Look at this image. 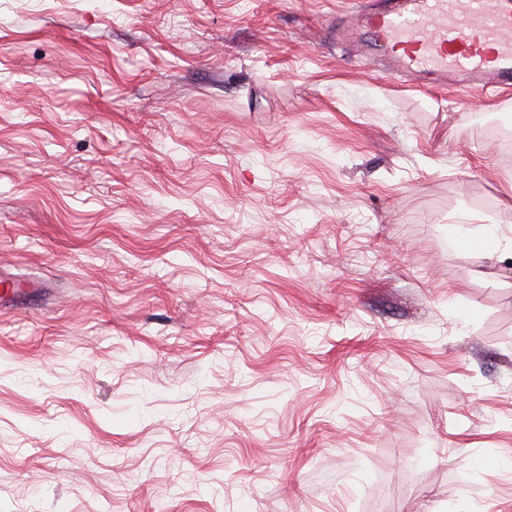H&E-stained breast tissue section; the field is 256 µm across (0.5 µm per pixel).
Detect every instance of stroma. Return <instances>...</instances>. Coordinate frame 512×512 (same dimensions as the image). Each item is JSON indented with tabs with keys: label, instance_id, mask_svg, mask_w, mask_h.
<instances>
[{
	"label": "stroma",
	"instance_id": "35a3bbf8",
	"mask_svg": "<svg viewBox=\"0 0 512 512\" xmlns=\"http://www.w3.org/2000/svg\"><path fill=\"white\" fill-rule=\"evenodd\" d=\"M357 2L0 0V512H512V92Z\"/></svg>",
	"mask_w": 512,
	"mask_h": 512
}]
</instances>
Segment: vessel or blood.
<instances>
[{"label": "vessel or blood", "mask_w": 512, "mask_h": 512, "mask_svg": "<svg viewBox=\"0 0 512 512\" xmlns=\"http://www.w3.org/2000/svg\"><path fill=\"white\" fill-rule=\"evenodd\" d=\"M336 38L380 50L400 81L512 90V0H382L346 15Z\"/></svg>", "instance_id": "1"}]
</instances>
